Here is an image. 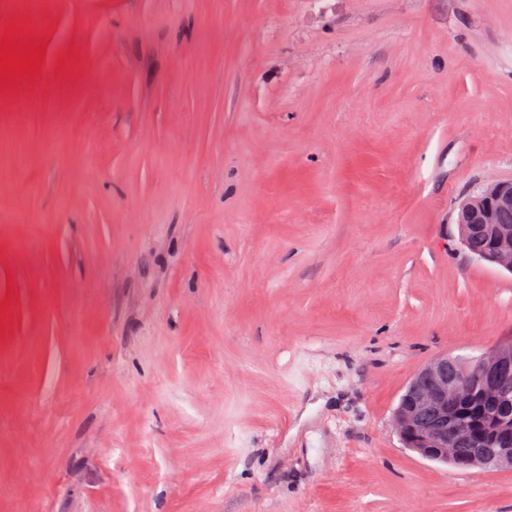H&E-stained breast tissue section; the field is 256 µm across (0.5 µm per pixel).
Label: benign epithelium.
Listing matches in <instances>:
<instances>
[{
  "label": "benign epithelium",
  "mask_w": 512,
  "mask_h": 512,
  "mask_svg": "<svg viewBox=\"0 0 512 512\" xmlns=\"http://www.w3.org/2000/svg\"><path fill=\"white\" fill-rule=\"evenodd\" d=\"M512 181L490 183L459 207L460 244L469 254L475 238L492 237V252L479 258L512 273ZM488 405L491 448L460 423V406ZM392 426L406 448L424 459L448 462L453 445L468 441L470 468H512V341L473 361L439 355L409 382L392 413Z\"/></svg>",
  "instance_id": "obj_1"
}]
</instances>
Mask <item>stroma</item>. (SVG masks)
<instances>
[{"mask_svg": "<svg viewBox=\"0 0 512 512\" xmlns=\"http://www.w3.org/2000/svg\"><path fill=\"white\" fill-rule=\"evenodd\" d=\"M33 12L0 512H512V469L391 424L424 364L512 336L455 224L512 180V0H0V32Z\"/></svg>", "mask_w": 512, "mask_h": 512, "instance_id": "obj_1", "label": "stroma"}]
</instances>
